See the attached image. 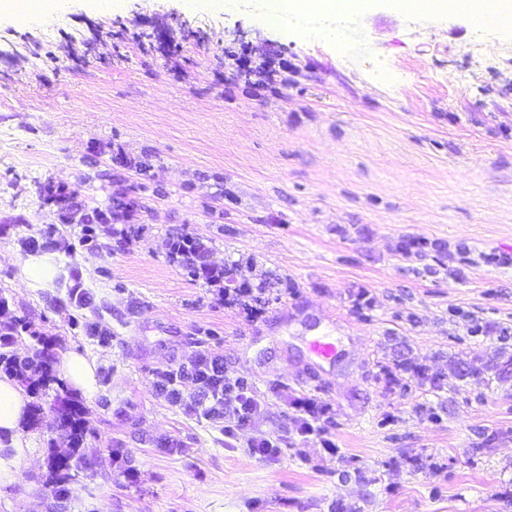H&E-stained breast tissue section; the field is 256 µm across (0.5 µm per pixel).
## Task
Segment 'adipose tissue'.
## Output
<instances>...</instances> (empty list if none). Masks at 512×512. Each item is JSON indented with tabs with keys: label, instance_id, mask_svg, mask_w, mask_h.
<instances>
[{
	"label": "adipose tissue",
	"instance_id": "ef3b65f1",
	"mask_svg": "<svg viewBox=\"0 0 512 512\" xmlns=\"http://www.w3.org/2000/svg\"><path fill=\"white\" fill-rule=\"evenodd\" d=\"M371 6L372 0H281L275 25L284 28L300 23L332 34L359 19ZM56 369L70 389L89 399L98 393L97 365L81 352H60ZM29 402L19 383L0 378V487L7 485L14 473L33 464L31 440L22 431Z\"/></svg>",
	"mask_w": 512,
	"mask_h": 512
}]
</instances>
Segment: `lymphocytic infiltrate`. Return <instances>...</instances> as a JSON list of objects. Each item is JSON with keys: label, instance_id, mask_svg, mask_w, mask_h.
<instances>
[{"label": "lymphocytic infiltrate", "instance_id": "lymphocytic-infiltrate-1", "mask_svg": "<svg viewBox=\"0 0 512 512\" xmlns=\"http://www.w3.org/2000/svg\"><path fill=\"white\" fill-rule=\"evenodd\" d=\"M169 257L173 263L215 288L224 305L241 307L251 316L260 314L264 286L227 288V281L233 278V265L212 260L209 248L200 239L189 234L173 236ZM185 380L196 386L195 392L188 397L181 390ZM157 387L169 402L185 412L223 425L225 447L242 446L250 455L270 463L278 461L281 436L259 429L260 410L251 383L245 377L228 375L220 358L197 354L189 363L163 375ZM287 418L296 434L317 439L329 455L338 453L339 447L326 427L330 419L328 404L306 395L294 398Z\"/></svg>", "mask_w": 512, "mask_h": 512}]
</instances>
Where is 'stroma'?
<instances>
[{
    "label": "stroma",
    "mask_w": 512,
    "mask_h": 512,
    "mask_svg": "<svg viewBox=\"0 0 512 512\" xmlns=\"http://www.w3.org/2000/svg\"><path fill=\"white\" fill-rule=\"evenodd\" d=\"M228 50L287 68V87L247 83ZM47 182L67 202L40 197ZM69 206L105 213L95 246ZM178 233L236 262L235 282H265L262 316L172 265ZM409 240L431 248L404 258ZM489 253L512 256V32L414 22L387 0L333 36L207 0H54L28 24L0 11V334L14 354L98 366L93 468L63 512H512V338L469 333L512 327V264ZM32 255L63 283L24 285ZM325 333L339 355L319 365ZM202 351L253 383L279 462L156 390ZM386 366L426 375L389 388ZM25 385L39 471L12 475L0 512H48L49 454L71 446L68 389L36 371ZM294 393L332 407L336 458L289 432ZM310 352L321 361H332L338 356L336 338L329 335L316 336L309 343Z\"/></svg>",
    "instance_id": "35a3bbf8"
}]
</instances>
